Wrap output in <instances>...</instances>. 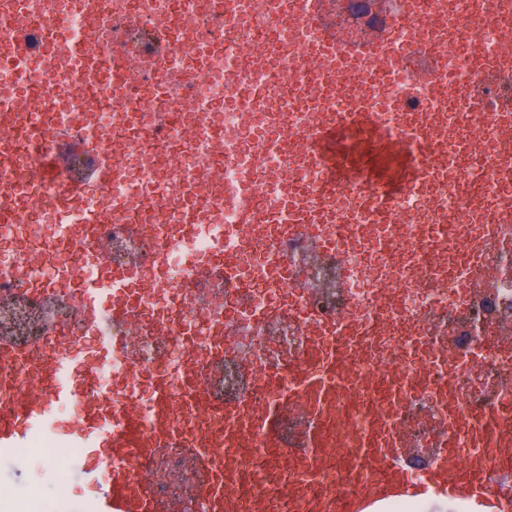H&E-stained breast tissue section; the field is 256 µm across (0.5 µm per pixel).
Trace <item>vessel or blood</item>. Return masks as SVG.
Masks as SVG:
<instances>
[{
  "label": "vessel or blood",
  "instance_id": "obj_1",
  "mask_svg": "<svg viewBox=\"0 0 512 512\" xmlns=\"http://www.w3.org/2000/svg\"><path fill=\"white\" fill-rule=\"evenodd\" d=\"M305 5L304 21L296 27L294 36L314 48L317 82L330 81L327 66L341 65L354 57H369L378 66L391 68L392 46L342 41L327 14L325 0H305ZM499 76V70H484L481 84L471 85L464 92L460 111L480 103L482 84L494 83ZM490 107L496 114V145L501 157L511 160L512 97L493 100ZM398 109L403 122L394 135L386 131L377 104L358 98L347 111L323 120L307 138L290 144L292 152L322 167L324 191L332 193L353 182L369 187L366 210L359 218L363 224L391 223L396 197L424 186L432 173L447 170L448 166L463 171L465 178L459 190L465 194L476 190L484 176L483 164L470 157L466 140L453 139L450 148L431 156L417 146L427 125L454 128V114L439 105L423 109L412 98L403 100ZM290 176L287 167L261 168L253 173L248 190L278 188L283 195L269 210H242L234 227L237 236H249L256 224L317 223L305 195L284 192ZM129 279L126 273L104 278L94 271L81 284L83 307L91 321L112 314L123 320L124 335L95 336L86 347L42 359L36 378L27 383L7 410L0 412L2 456L38 438L53 407L78 403L81 433L74 436L73 443L89 449L94 459L93 466L84 471L97 488L91 512H156L142 466L173 442L169 420L175 404L189 408L202 420L210 419L216 411L205 385L208 367L195 360L181 361L152 375L149 398L130 395L120 411H113L111 387L101 385L90 374L89 364L111 363L122 357L137 338L134 313L124 303ZM357 338L346 322L334 323L313 347L307 367L285 378L263 375L262 389L270 393L269 401L251 410L225 406L224 423L219 429L223 442L220 452L206 448L201 441L185 443L186 452L208 475L201 489L206 512H270L268 495L246 493L248 442L240 423L247 418L252 425L262 427L271 417L299 404L317 412L334 407L349 394L356 380L344 349ZM26 360L24 350L0 344V389L14 388L13 370ZM430 375L426 369L415 379L406 372L384 379L382 387L393 398ZM146 420L151 421V430L143 429ZM301 433L307 443L305 450L284 448L271 441L260 458L263 469L274 474L277 488L299 498L300 512H336V497L340 494L346 499L345 512H367L375 503L430 491L461 501H487L489 512H512V499L490 488L493 471L512 466V418L505 412H473L460 424L457 437L439 449L433 464L417 482L400 462L404 454L401 431L392 419H384L376 436L361 440L342 454L323 437L321 426L303 427ZM461 446L466 449L464 464L449 465V458L455 457Z\"/></svg>",
  "mask_w": 512,
  "mask_h": 512
}]
</instances>
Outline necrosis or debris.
Listing matches in <instances>:
<instances>
[{
  "mask_svg": "<svg viewBox=\"0 0 512 512\" xmlns=\"http://www.w3.org/2000/svg\"><path fill=\"white\" fill-rule=\"evenodd\" d=\"M443 7L450 16L448 33L435 46L428 39L429 23ZM329 8L337 30L354 42L377 36V17L398 21L405 33L401 50L439 48L444 67L425 79L401 72L380 82L366 64H354L337 73L336 92L319 111L298 97L306 54L288 23L300 17V0H255L243 15L231 10L228 0H0V39L30 45L33 52L25 67L0 58V96L23 94L20 111L0 112V129L11 135L0 146V195L25 189L19 219L0 229V341L33 357L18 367L19 382L35 374L37 359L86 343L80 285L101 248L111 268L138 272L129 292L141 335L124 360L131 381L193 354L210 364L211 401L251 406L260 398L264 371L305 364L313 322L355 316L372 328L355 344L363 379L418 372L436 354L454 358L477 345L492 346L494 352L476 365L436 369L431 385L391 405L384 393L357 392L328 411L329 438L350 444L370 435L379 426V411L389 408L405 432L402 463L421 472L455 431L438 403L437 384L453 382L465 416L476 409L512 407V248L503 245L512 241V226L496 222L498 210L512 203V176L494 149L491 113L476 106L456 124L464 136L482 130L473 142L486 167L481 192L461 199V174L453 170L405 192L395 208L410 221L390 225L393 247L386 252L364 231L336 251L314 244L313 235L339 234L344 213L359 206L363 190L326 195L317 163L293 160L284 151L268 153L264 145L275 133L312 131L322 111H343L350 88L380 103L394 131L399 102L412 96L429 103L438 89L463 91L477 80L478 61L512 73V37L500 26L512 14V0L444 5L439 0H330ZM148 35L167 45L170 69L137 65L136 52ZM89 68L98 70L100 79L85 85L79 75ZM290 96L297 106L283 111L281 102ZM250 97L263 99L264 106L254 126L244 127L239 105ZM62 125L74 147L68 166L49 178L44 161L52 142L35 129L54 132ZM93 133L103 148H115L122 167L108 182L87 189L80 210H58L54 199L96 164L95 154L83 145ZM286 162L293 164L297 182L325 223L291 231L261 224L251 239L239 240L233 226L240 210L276 203L274 195L245 192L254 168ZM216 163L224 166L223 186L203 185L191 198L180 194L187 175L204 176ZM82 211L100 212L105 221L80 223ZM208 214L224 226L223 245L195 225ZM443 218L456 240L496 224L497 234L483 251L487 278L455 277V247L431 258V226ZM186 248L205 257L203 269L176 265V255ZM228 253L240 256L248 288L225 279ZM282 263L294 270L293 279L280 278ZM61 267L71 278L58 284L54 277ZM369 267L390 270L399 283L386 306L374 300V285L365 275ZM162 323L170 326L168 336L154 332ZM186 329L199 336V343L181 341ZM215 332L229 341L220 355L202 341ZM311 417L308 408H292L283 420L250 430V445L265 447L274 436L282 447H303L299 429ZM174 426L180 441L144 465L153 479L157 512H169L173 505L181 512H202L197 488L207 474L188 459L181 442L204 440L213 448L218 442L211 425L193 416L176 417Z\"/></svg>",
  "mask_w": 512,
  "mask_h": 512,
  "instance_id": "necrosis-or-debris-1",
  "label": "necrosis or debris"
}]
</instances>
